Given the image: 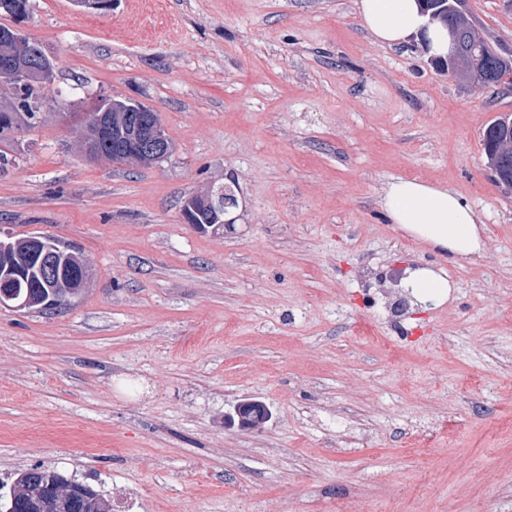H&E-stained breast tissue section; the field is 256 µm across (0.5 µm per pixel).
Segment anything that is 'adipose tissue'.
Segmentation results:
<instances>
[{"label": "adipose tissue", "instance_id": "1", "mask_svg": "<svg viewBox=\"0 0 512 512\" xmlns=\"http://www.w3.org/2000/svg\"><path fill=\"white\" fill-rule=\"evenodd\" d=\"M355 8L362 26L376 43L393 46L421 36L429 55L446 57L448 31L425 15L419 0H356ZM382 208L389 223L447 252L449 259L474 255L481 248V230L474 210L450 190L416 178L397 177L385 190ZM404 285L433 303L444 302L450 288L446 272L429 267L408 271Z\"/></svg>", "mask_w": 512, "mask_h": 512}]
</instances>
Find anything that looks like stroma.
I'll use <instances>...</instances> for the list:
<instances>
[{
	"label": "stroma",
	"instance_id": "1",
	"mask_svg": "<svg viewBox=\"0 0 512 512\" xmlns=\"http://www.w3.org/2000/svg\"><path fill=\"white\" fill-rule=\"evenodd\" d=\"M32 3L55 88L135 99L174 151L86 159L51 97L0 143V236L93 272L63 310L0 305V484L40 465L138 512H512V190L481 145L512 90L374 43L354 0ZM465 11L512 55V0ZM401 176L466 200L481 250L388 223ZM225 184L234 231L186 224ZM418 265L443 304L404 288ZM242 401L271 419L239 426ZM404 278V288L411 290L425 301L442 303L448 298L449 288H452L447 273L440 269L436 271L429 267L408 269Z\"/></svg>",
	"mask_w": 512,
	"mask_h": 512
}]
</instances>
